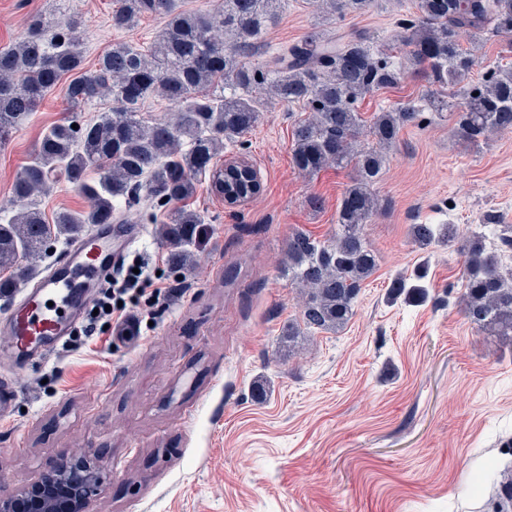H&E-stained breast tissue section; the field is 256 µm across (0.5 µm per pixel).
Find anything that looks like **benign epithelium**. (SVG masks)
Returning <instances> with one entry per match:
<instances>
[{
  "instance_id": "7a95c632",
  "label": "benign epithelium",
  "mask_w": 512,
  "mask_h": 512,
  "mask_svg": "<svg viewBox=\"0 0 512 512\" xmlns=\"http://www.w3.org/2000/svg\"><path fill=\"white\" fill-rule=\"evenodd\" d=\"M109 477L93 450L64 454L57 466L38 480L11 489L0 487V512H92L91 505Z\"/></svg>"
}]
</instances>
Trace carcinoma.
<instances>
[{
	"instance_id": "obj_1",
	"label": "carcinoma",
	"mask_w": 512,
	"mask_h": 512,
	"mask_svg": "<svg viewBox=\"0 0 512 512\" xmlns=\"http://www.w3.org/2000/svg\"><path fill=\"white\" fill-rule=\"evenodd\" d=\"M286 0H217L208 11L188 12L179 0H117L112 28L126 29L145 14L165 19L164 28L142 50L116 43L96 68L83 70L81 23L60 24L38 14L25 38L0 48V141L39 111L45 96L70 76L66 97L71 112H83L96 99L112 108L90 121L71 120L49 127L31 162L16 177L12 200L0 205V296L25 280L33 260L62 237L88 224L119 217L138 224L146 212L134 208L139 195L149 207L168 209L156 228L169 249L174 271L197 266L192 249L202 216L189 208L199 179L208 177L216 194L240 192L244 178L214 163L257 125L261 98L269 90L282 103L299 105L310 116L292 131V163L314 175L330 167L354 166L336 231L324 240L296 230L288 236L282 271L302 289L301 317L283 327L293 351L298 340L336 332L353 317L364 282L378 267V255L365 227L388 207L373 191L384 167L383 150L395 145L404 127L416 122L428 104L451 113L470 142L492 132L512 131V66L500 67L481 83L465 82L478 60L460 43L461 32L512 36V0H416L415 18L403 23L401 42L409 48L413 71L430 84L452 85L450 99L423 94L365 121L358 104L380 89L397 85L404 71L391 56L359 32L336 37L317 28L271 57L262 68L247 62L262 33L277 19ZM328 17L366 11L370 0H315ZM161 97L176 106L173 116L149 121L144 103ZM77 128H72V124ZM63 170L88 202L82 211L60 210L52 221L33 202L47 193ZM28 202L15 214L12 206ZM127 210L117 214L118 206ZM456 224H413L410 236L426 253L449 246ZM464 314L471 323L512 341V224L490 215L467 237L463 249ZM426 271L400 276L390 285L392 301L426 294Z\"/></svg>"
}]
</instances>
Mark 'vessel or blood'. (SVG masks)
<instances>
[{
    "label": "vessel or blood",
    "instance_id": "obj_1",
    "mask_svg": "<svg viewBox=\"0 0 512 512\" xmlns=\"http://www.w3.org/2000/svg\"><path fill=\"white\" fill-rule=\"evenodd\" d=\"M136 234L133 224L93 225L0 316V347L11 352L16 369L27 368L63 344ZM17 395L15 376L1 375V420L10 418Z\"/></svg>",
    "mask_w": 512,
    "mask_h": 512
}]
</instances>
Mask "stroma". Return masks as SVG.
<instances>
[{"instance_id":"35a3bbf8","label":"stroma","mask_w":512,"mask_h":512,"mask_svg":"<svg viewBox=\"0 0 512 512\" xmlns=\"http://www.w3.org/2000/svg\"><path fill=\"white\" fill-rule=\"evenodd\" d=\"M416 0H372L358 16L329 20L310 0L288 3L252 56L261 65L313 26L385 41ZM115 0H0V48L22 38L32 16L81 20L84 69L113 44L146 48L163 28L148 15L113 29ZM440 86L405 72L367 96L364 118ZM298 105L263 108L235 154L259 171L262 191L231 208L201 180L191 208L205 217L198 264L178 297L145 310L133 341L111 329L76 337L18 375L19 397L0 422V485L53 469L63 452L94 450L110 478L93 512H498L499 474L512 470V342L463 314L464 258L457 247L418 249L409 228L448 222L461 233L487 213L512 224V133L471 145L452 119L423 112L387 150L374 186L391 207L367 226L379 265L349 323L281 343L298 319L297 291L283 275L285 242L297 229L325 239L354 176L293 166ZM64 86L0 145V204L11 197L43 132L71 120ZM163 212L141 224L125 255L167 260L155 235ZM425 267L417 302L390 301L399 276Z\"/></svg>"}]
</instances>
